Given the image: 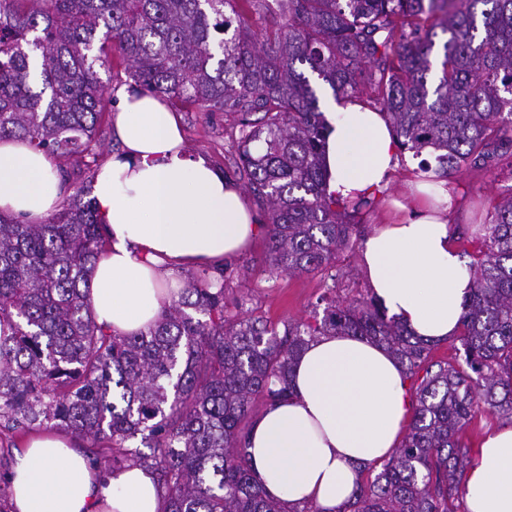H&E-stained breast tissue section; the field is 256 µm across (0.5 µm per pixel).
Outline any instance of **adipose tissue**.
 <instances>
[{
    "instance_id": "adipose-tissue-1",
    "label": "adipose tissue",
    "mask_w": 512,
    "mask_h": 512,
    "mask_svg": "<svg viewBox=\"0 0 512 512\" xmlns=\"http://www.w3.org/2000/svg\"><path fill=\"white\" fill-rule=\"evenodd\" d=\"M327 192L341 201L379 198L400 148L383 113L354 99L327 113ZM114 129L122 153L96 172L92 196L109 245L91 271L92 313L103 328L137 334L176 298L182 270L213 267L263 232L240 186L185 152L165 97L124 89ZM65 189L51 157L26 141L0 140V213L29 224L46 219ZM440 194L425 181L404 214L363 244L374 297L415 336H455L472 288L451 241ZM293 394L269 403L246 435L247 459L266 497L294 512H346L362 471L397 447L412 414L407 375L371 340L326 335L293 366ZM13 512H166L150 471L131 466L102 480L64 433L32 436L9 476ZM467 512H512V428L486 433L465 472Z\"/></svg>"
}]
</instances>
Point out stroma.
I'll use <instances>...</instances> for the list:
<instances>
[{
  "mask_svg": "<svg viewBox=\"0 0 512 512\" xmlns=\"http://www.w3.org/2000/svg\"><path fill=\"white\" fill-rule=\"evenodd\" d=\"M184 130L185 148L201 156L220 171H229L238 134L235 115L209 112L197 106L178 108ZM453 196L448 212L454 224L477 231L491 204L512 188V167H473L452 177ZM336 266L345 276L331 282L326 273L291 275L272 270L267 240L260 237L236 259L224 266V306L228 314L251 313L275 325L308 321L320 294L332 291L338 302L347 303L369 293L361 251H344L336 256Z\"/></svg>",
  "mask_w": 512,
  "mask_h": 512,
  "instance_id": "1",
  "label": "stroma"
}]
</instances>
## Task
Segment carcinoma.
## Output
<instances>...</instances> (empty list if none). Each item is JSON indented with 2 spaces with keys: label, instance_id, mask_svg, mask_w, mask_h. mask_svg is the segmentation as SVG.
I'll use <instances>...</instances> for the list:
<instances>
[{
  "label": "carcinoma",
  "instance_id": "cac0c4a2",
  "mask_svg": "<svg viewBox=\"0 0 512 512\" xmlns=\"http://www.w3.org/2000/svg\"><path fill=\"white\" fill-rule=\"evenodd\" d=\"M266 2L0 0V138L54 157L65 182L71 158L97 159L108 99L96 67L113 46L140 89L239 116L236 173L268 203L270 264L290 274L331 270L374 205L326 193L322 89L381 106L424 173L512 159V0H276L258 35L246 18ZM87 194L41 224L0 215V433L67 430L98 468H151L168 512H288L252 480L241 423L256 400L292 395L309 342L361 336L417 386L408 432L357 483L353 512H465L475 404L512 419V192L468 263L448 360L373 297L323 294L322 316L281 331L228 316L222 268L191 278L148 331L108 332L92 316L90 266L107 240Z\"/></svg>",
  "mask_w": 512,
  "mask_h": 512
}]
</instances>
